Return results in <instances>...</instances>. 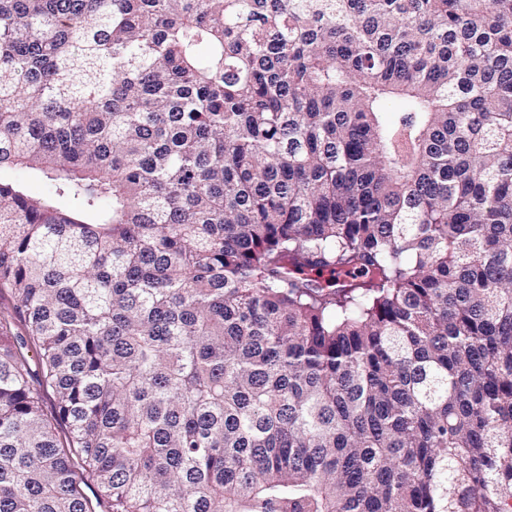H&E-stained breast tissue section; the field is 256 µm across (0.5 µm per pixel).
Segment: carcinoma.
Returning a JSON list of instances; mask_svg holds the SVG:
<instances>
[{"label":"carcinoma","mask_w":512,"mask_h":512,"mask_svg":"<svg viewBox=\"0 0 512 512\" xmlns=\"http://www.w3.org/2000/svg\"><path fill=\"white\" fill-rule=\"evenodd\" d=\"M5 166L0 512H512V0H0ZM0 179L21 184L30 195H42L48 191V186L43 179L25 169L2 168Z\"/></svg>","instance_id":"1"}]
</instances>
